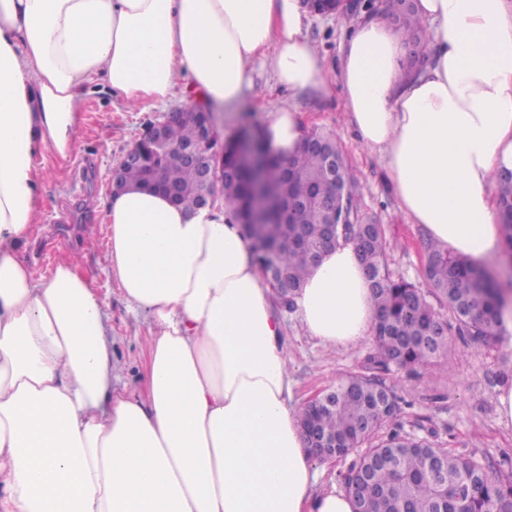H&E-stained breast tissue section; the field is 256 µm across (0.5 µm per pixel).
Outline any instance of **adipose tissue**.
<instances>
[{
	"label": "adipose tissue",
	"instance_id": "adipose-tissue-1",
	"mask_svg": "<svg viewBox=\"0 0 512 512\" xmlns=\"http://www.w3.org/2000/svg\"><path fill=\"white\" fill-rule=\"evenodd\" d=\"M415 11L430 31L424 68H404L401 34L363 13L332 71L304 0H0V512H354L344 491H313L278 302L226 208L112 194L109 272L150 321L135 390L112 382L89 280L70 262L35 280L18 247L38 222L34 157L71 153L94 87L131 106L181 86L230 105L259 65L291 92L341 90L400 210L451 254L482 259L503 241L492 175L512 169V0ZM304 132L286 109L261 129L281 157ZM295 308L322 346L370 335L352 244L324 254Z\"/></svg>",
	"mask_w": 512,
	"mask_h": 512
}]
</instances>
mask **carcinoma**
Here are the masks:
<instances>
[{"label": "carcinoma", "instance_id": "obj_1", "mask_svg": "<svg viewBox=\"0 0 512 512\" xmlns=\"http://www.w3.org/2000/svg\"><path fill=\"white\" fill-rule=\"evenodd\" d=\"M388 22L401 31L404 43L421 47L425 26L415 13L413 0H383L379 4ZM320 137L338 149L332 133L303 135L288 161L273 157L255 131L242 130L214 149L224 166L221 190L229 202L232 220L242 222L260 267L271 265L279 278L278 302L291 309L300 288L323 252V235L317 202L337 196L339 185L326 171L310 139ZM167 147L139 141L134 148L141 159L123 169L124 187L152 185L161 179L176 192V203L187 210L199 204L201 181L184 149L197 144L200 123L195 113L165 130ZM249 140L261 156L258 174L238 157L242 141ZM346 201L338 225V238L355 244L364 267L374 308V354L365 372L346 376L328 391L327 403L304 405L299 414L309 435V445L320 459L356 455L343 475L345 491L355 507L369 512H512V458L499 461L473 454H453L428 441L403 432L401 408L385 375L392 370L416 372L441 365L450 338H434L443 330L439 311L430 298L445 305L458 329L477 343L500 340L501 297L493 276L482 266L427 243L429 264L423 289L393 277L385 262L381 226L360 220L354 179L345 174ZM306 201L284 223L275 216L250 224L254 185ZM500 222L505 252L512 254V177L496 172Z\"/></svg>", "mask_w": 512, "mask_h": 512}]
</instances>
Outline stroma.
I'll use <instances>...</instances> for the list:
<instances>
[{
  "label": "stroma",
  "mask_w": 512,
  "mask_h": 512,
  "mask_svg": "<svg viewBox=\"0 0 512 512\" xmlns=\"http://www.w3.org/2000/svg\"><path fill=\"white\" fill-rule=\"evenodd\" d=\"M348 15L317 18L307 37L329 65H336ZM193 93H177L168 106L126 107L117 97L92 92L85 100L76 145L67 159L44 151L36 158L41 169L38 187L39 224L21 247L35 278L49 277L55 264L71 260L94 283L107 305L112 342V379L137 387L149 322L129 307L119 285L107 271L111 172L144 129L161 121L167 108L193 104ZM299 112L307 129L334 133L355 179L362 220L381 225L387 242L390 271L418 287H426L427 237L398 206L383 162L364 147L346 120L341 98L325 100L279 86L268 71L257 72L253 86L234 107L215 115L221 134L241 128L259 129L269 112ZM293 399L306 403L326 393L339 379L363 371L373 350L371 341L326 348L309 336L295 310L281 312ZM442 365L419 373H391L387 379L401 406L406 432L454 453L493 460L512 456V423L501 421L497 394L512 382V348L485 345L452 335Z\"/></svg>",
  "instance_id": "35a3bbf8"
}]
</instances>
